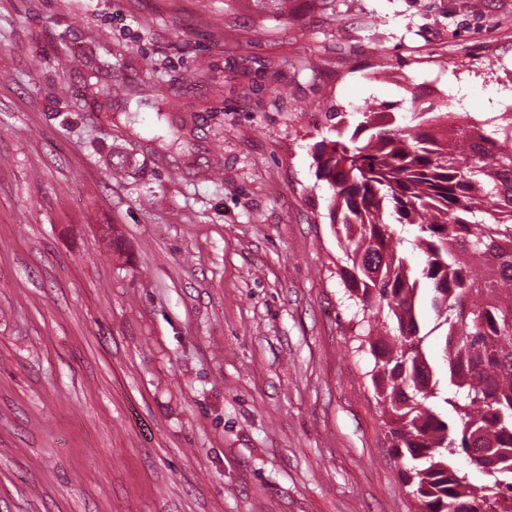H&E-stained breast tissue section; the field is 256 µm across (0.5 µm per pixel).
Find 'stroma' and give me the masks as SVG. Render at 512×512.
Returning a JSON list of instances; mask_svg holds the SVG:
<instances>
[{
    "instance_id": "1",
    "label": "stroma",
    "mask_w": 512,
    "mask_h": 512,
    "mask_svg": "<svg viewBox=\"0 0 512 512\" xmlns=\"http://www.w3.org/2000/svg\"><path fill=\"white\" fill-rule=\"evenodd\" d=\"M471 2L0 0V512H416L313 153L489 111L512 0Z\"/></svg>"
}]
</instances>
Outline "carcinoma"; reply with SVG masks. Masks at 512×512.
Wrapping results in <instances>:
<instances>
[{
	"label": "carcinoma",
	"instance_id": "carcinoma-1",
	"mask_svg": "<svg viewBox=\"0 0 512 512\" xmlns=\"http://www.w3.org/2000/svg\"><path fill=\"white\" fill-rule=\"evenodd\" d=\"M282 17L288 0H253ZM88 94L110 99L93 73ZM350 135L316 144V178L345 266L348 297L393 333L367 336L371 382L399 475L418 512H512V112L475 130L411 97L407 115L358 108ZM416 226L412 267L396 226ZM433 287L446 387L423 347L419 293ZM498 460L482 485L457 466Z\"/></svg>",
	"mask_w": 512,
	"mask_h": 512
}]
</instances>
